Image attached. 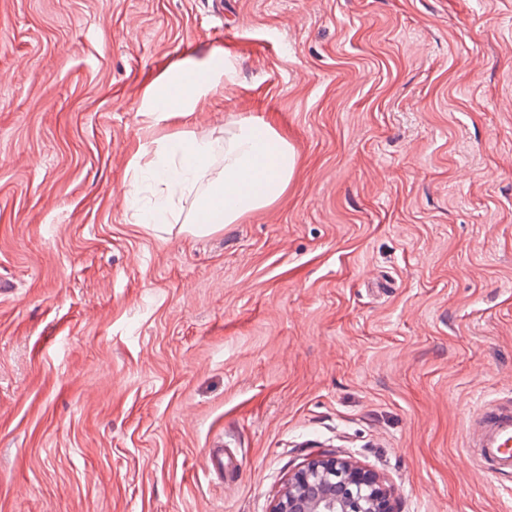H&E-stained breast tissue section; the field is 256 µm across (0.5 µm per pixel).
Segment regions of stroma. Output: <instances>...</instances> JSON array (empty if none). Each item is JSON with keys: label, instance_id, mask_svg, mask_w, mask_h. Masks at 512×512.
<instances>
[{"label": "stroma", "instance_id": "1", "mask_svg": "<svg viewBox=\"0 0 512 512\" xmlns=\"http://www.w3.org/2000/svg\"><path fill=\"white\" fill-rule=\"evenodd\" d=\"M246 117L295 151L277 202L137 223L140 143L217 170ZM1 281L0 512H269L320 453L398 512H512L468 441L512 396V0H0ZM211 83L209 78L196 77L179 69L165 81L153 87L150 97L154 104L153 112H159V120L187 115V107ZM224 445L218 448H207L204 456V463L201 466L203 476L211 481L215 478L224 483Z\"/></svg>", "mask_w": 512, "mask_h": 512}]
</instances>
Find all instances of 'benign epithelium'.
<instances>
[{"mask_svg": "<svg viewBox=\"0 0 512 512\" xmlns=\"http://www.w3.org/2000/svg\"><path fill=\"white\" fill-rule=\"evenodd\" d=\"M270 512H395L393 491L375 472L334 454L300 465Z\"/></svg>", "mask_w": 512, "mask_h": 512, "instance_id": "7a95c632", "label": "benign epithelium"}]
</instances>
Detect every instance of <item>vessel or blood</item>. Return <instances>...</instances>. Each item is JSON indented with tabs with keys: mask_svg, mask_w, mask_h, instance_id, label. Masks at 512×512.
Returning a JSON list of instances; mask_svg holds the SVG:
<instances>
[{
	"mask_svg": "<svg viewBox=\"0 0 512 512\" xmlns=\"http://www.w3.org/2000/svg\"><path fill=\"white\" fill-rule=\"evenodd\" d=\"M474 452L484 471L512 473V401L503 400L480 408L474 427ZM201 472L206 479L223 478V448L207 449Z\"/></svg>",
	"mask_w": 512,
	"mask_h": 512,
	"instance_id": "1",
	"label": "vessel or blood"
}]
</instances>
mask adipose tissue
<instances>
[{"mask_svg":"<svg viewBox=\"0 0 512 512\" xmlns=\"http://www.w3.org/2000/svg\"><path fill=\"white\" fill-rule=\"evenodd\" d=\"M208 84V79L181 69L154 86L150 97L160 120L186 115ZM213 151L211 140L191 132L158 138L152 159L139 174L159 192L151 206L139 209V222L180 219L194 234L221 231L276 202L296 168L287 139L260 118L236 123L224 140V166L216 174L210 170Z\"/></svg>","mask_w":512,"mask_h":512,"instance_id":"adipose-tissue-1","label":"adipose tissue"}]
</instances>
